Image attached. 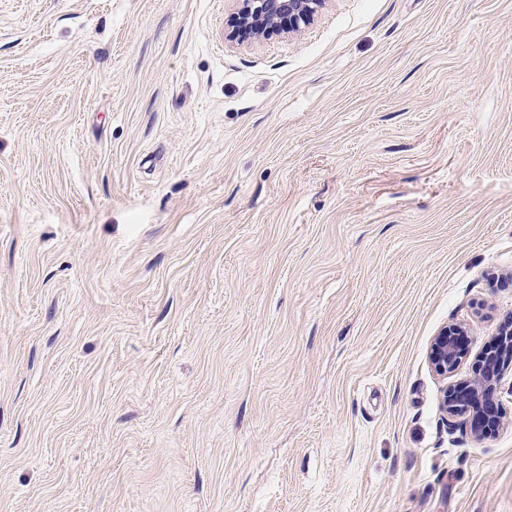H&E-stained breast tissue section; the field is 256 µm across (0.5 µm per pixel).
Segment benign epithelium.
<instances>
[{"instance_id": "benign-epithelium-1", "label": "benign epithelium", "mask_w": 512, "mask_h": 512, "mask_svg": "<svg viewBox=\"0 0 512 512\" xmlns=\"http://www.w3.org/2000/svg\"><path fill=\"white\" fill-rule=\"evenodd\" d=\"M239 7L233 17L236 34L247 36H272L298 32L306 28L325 0H238ZM466 334L460 326L443 327L431 341L430 363L433 371L442 379L450 373L466 354L456 341L457 334ZM500 349L483 357V367L473 381H466L444 392L443 410L451 417L470 420V432L474 439L483 440L500 427V417L494 405L488 403L483 411L473 408L475 397L491 396L501 380L500 365L504 356L512 357V325L496 337Z\"/></svg>"}]
</instances>
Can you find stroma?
I'll return each instance as SVG.
<instances>
[{
  "label": "stroma",
  "mask_w": 512,
  "mask_h": 512,
  "mask_svg": "<svg viewBox=\"0 0 512 512\" xmlns=\"http://www.w3.org/2000/svg\"><path fill=\"white\" fill-rule=\"evenodd\" d=\"M237 7L0 0V512H512V0ZM233 28L239 36H272L306 28L325 0H238ZM500 349L494 354L483 357V367L474 381H466L454 386L448 392V385L444 389L443 410L447 417H466L470 420V432L474 439L483 440L491 436L500 427V417L496 415L494 405L489 401L482 412L477 413L473 404L475 396L485 394L491 397L501 380L500 365L503 356L512 359V324L502 330L496 337ZM457 333L466 335L465 329L460 326H444L431 341L430 363L436 375L443 380H447L448 373L466 354V348H462L456 341Z\"/></svg>",
  "instance_id": "obj_1"
}]
</instances>
